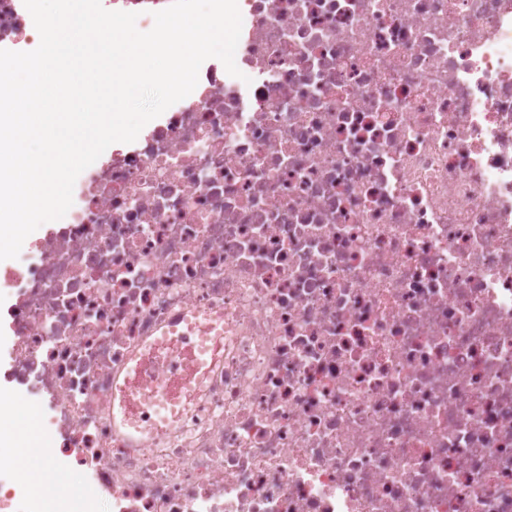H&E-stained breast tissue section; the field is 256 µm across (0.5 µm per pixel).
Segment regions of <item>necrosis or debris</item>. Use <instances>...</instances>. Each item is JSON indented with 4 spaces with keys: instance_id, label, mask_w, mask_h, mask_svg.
<instances>
[{
    "instance_id": "necrosis-or-debris-1",
    "label": "necrosis or debris",
    "mask_w": 512,
    "mask_h": 512,
    "mask_svg": "<svg viewBox=\"0 0 512 512\" xmlns=\"http://www.w3.org/2000/svg\"><path fill=\"white\" fill-rule=\"evenodd\" d=\"M237 2L250 84L206 60L0 268V512H66L1 471L23 401L84 512H512V0ZM192 312L223 347L157 428L123 381Z\"/></svg>"
}]
</instances>
